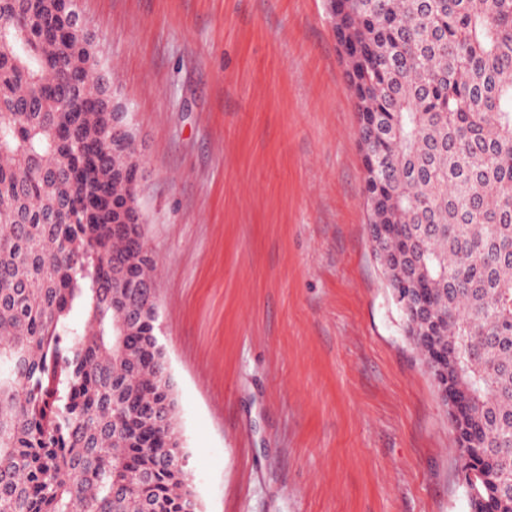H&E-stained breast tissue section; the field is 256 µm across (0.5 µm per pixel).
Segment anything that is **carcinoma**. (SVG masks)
<instances>
[{"mask_svg":"<svg viewBox=\"0 0 512 512\" xmlns=\"http://www.w3.org/2000/svg\"><path fill=\"white\" fill-rule=\"evenodd\" d=\"M68 0H0V512H200L108 86ZM370 216L453 399L470 512H512V0H329ZM84 314L74 321L75 311Z\"/></svg>","mask_w":512,"mask_h":512,"instance_id":"carcinoma-1","label":"carcinoma"}]
</instances>
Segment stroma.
Wrapping results in <instances>:
<instances>
[{
  "mask_svg": "<svg viewBox=\"0 0 512 512\" xmlns=\"http://www.w3.org/2000/svg\"><path fill=\"white\" fill-rule=\"evenodd\" d=\"M141 154L203 512H470L368 231L327 0H79Z\"/></svg>",
  "mask_w": 512,
  "mask_h": 512,
  "instance_id": "1",
  "label": "stroma"
}]
</instances>
